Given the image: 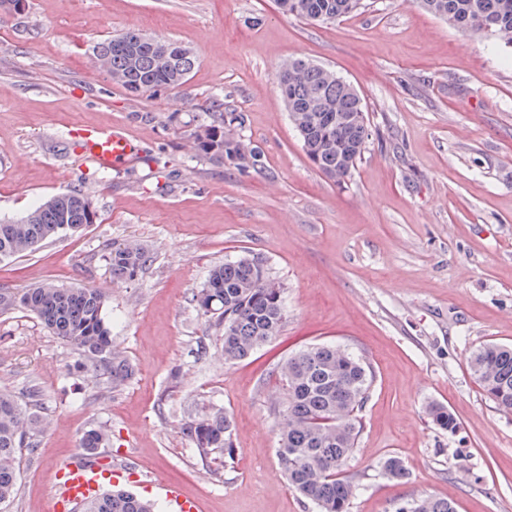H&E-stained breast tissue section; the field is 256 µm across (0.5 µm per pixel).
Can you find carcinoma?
Returning a JSON list of instances; mask_svg holds the SVG:
<instances>
[{
    "instance_id": "carcinoma-1",
    "label": "carcinoma",
    "mask_w": 512,
    "mask_h": 512,
    "mask_svg": "<svg viewBox=\"0 0 512 512\" xmlns=\"http://www.w3.org/2000/svg\"><path fill=\"white\" fill-rule=\"evenodd\" d=\"M425 11L466 34H487L512 47V0H415ZM290 16L335 22L363 8V0H277ZM96 59L112 82L131 93L181 89L196 56L174 40L149 38L135 30L98 44ZM291 123L309 162L327 179L349 176L366 148V106L358 90L336 73L303 58H291L278 74ZM240 116L227 112L192 134L195 151L216 161L244 168L261 167L260 155L236 135ZM89 195L70 190L47 198L16 219L0 221V260L22 256L41 242L74 234L92 223ZM112 281L130 282L148 262L147 250L134 240L114 243L106 252ZM198 311L213 322L223 342L224 362L235 363L280 335L287 321L284 285L271 278L265 261L242 256L213 266L193 294ZM108 295L102 288L67 287L53 281L13 292L0 288V312L20 307L34 315L53 336L73 346L84 360L100 367L112 387L132 375L128 360L115 351L106 317ZM469 366L487 396L512 410V346L486 343L469 356ZM282 388L271 411L277 418V460L290 487L319 512H348L356 485L343 468L357 448L362 431L360 411L368 399L373 375L367 363L348 350L322 343L288 355L273 370ZM433 424L452 432L457 421L448 408L432 403ZM40 421L18 397L0 391V507L12 502L19 482L22 452L35 453ZM183 434L201 461L221 465L234 459L230 418L221 410L203 411L184 422ZM107 441L100 429L81 439L95 452ZM384 474L402 480L407 469L389 456ZM77 512H158V506L125 489H110ZM394 512H455L452 502L431 496L397 504Z\"/></svg>"
}]
</instances>
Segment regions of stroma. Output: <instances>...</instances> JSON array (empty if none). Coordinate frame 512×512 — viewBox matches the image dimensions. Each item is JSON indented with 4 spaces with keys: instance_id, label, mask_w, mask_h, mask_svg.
I'll return each instance as SVG.
<instances>
[{
    "instance_id": "obj_1",
    "label": "stroma",
    "mask_w": 512,
    "mask_h": 512,
    "mask_svg": "<svg viewBox=\"0 0 512 512\" xmlns=\"http://www.w3.org/2000/svg\"><path fill=\"white\" fill-rule=\"evenodd\" d=\"M336 22L300 20L275 0H24L0 10V220L51 195L92 188L93 224L0 262V288L47 281L106 289L112 343L133 375L102 372L17 308L0 315V390L36 396L42 425L23 454L9 512H46L55 469L106 430L104 461L129 491L179 484L201 512H317L292 492L276 456L272 371L288 354L335 342L374 382L344 473L349 512H393L436 496L457 512H512V411L468 364L484 343L512 345V49L461 35L414 0H366ZM136 29L190 47L184 88L133 94L98 68L93 48ZM302 57L348 80L371 137L334 183L306 158L277 84ZM243 119L258 169L216 163L189 134L216 113ZM122 127L141 149L103 171L75 150L71 125ZM134 240L151 256L132 283L105 261ZM251 253L286 288L275 340L225 363L192 296L216 264ZM439 402L455 431L434 426ZM226 411L236 454L203 464L183 422ZM399 456L409 476L385 478Z\"/></svg>"
}]
</instances>
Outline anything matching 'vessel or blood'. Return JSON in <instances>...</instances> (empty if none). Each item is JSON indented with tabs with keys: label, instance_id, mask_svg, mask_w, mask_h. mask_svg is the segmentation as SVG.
Segmentation results:
<instances>
[{
	"label": "vessel or blood",
	"instance_id": "obj_1",
	"mask_svg": "<svg viewBox=\"0 0 512 512\" xmlns=\"http://www.w3.org/2000/svg\"><path fill=\"white\" fill-rule=\"evenodd\" d=\"M70 138L79 152L104 170L126 165L134 160L138 146L122 129L105 124L70 127ZM112 469L97 460L76 455L56 472V483L49 512H74L79 504L94 498L105 479L112 477ZM163 500L174 512H200L196 499L187 497L172 484H161Z\"/></svg>",
	"mask_w": 512,
	"mask_h": 512
}]
</instances>
